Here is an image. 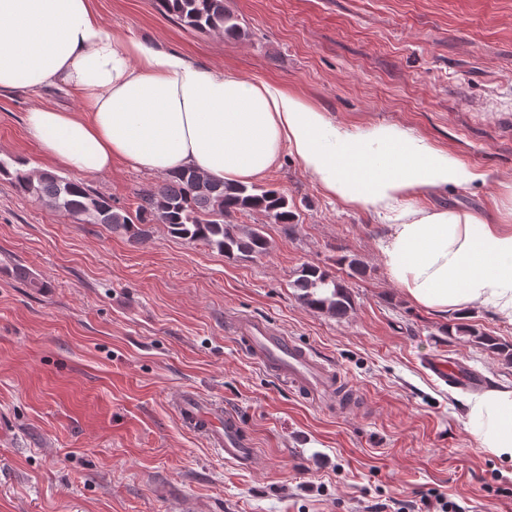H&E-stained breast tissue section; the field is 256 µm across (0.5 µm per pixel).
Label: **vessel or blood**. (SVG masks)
<instances>
[{"mask_svg": "<svg viewBox=\"0 0 512 512\" xmlns=\"http://www.w3.org/2000/svg\"><path fill=\"white\" fill-rule=\"evenodd\" d=\"M230 335L247 343L251 357L305 394L319 400H335L343 407L351 402L348 390L337 371L320 361L309 348L275 330L270 323L238 315L228 323ZM183 425L204 435L225 460L246 465L256 450L238 431L235 417L215 408H202L194 397L184 396L178 403Z\"/></svg>", "mask_w": 512, "mask_h": 512, "instance_id": "1", "label": "vessel or blood"}]
</instances>
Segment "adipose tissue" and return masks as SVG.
I'll return each mask as SVG.
<instances>
[{"instance_id":"adipose-tissue-1","label":"adipose tissue","mask_w":512,"mask_h":512,"mask_svg":"<svg viewBox=\"0 0 512 512\" xmlns=\"http://www.w3.org/2000/svg\"><path fill=\"white\" fill-rule=\"evenodd\" d=\"M56 84L77 91L86 109L28 112L52 166L94 175L121 161L250 184L292 154L325 195L388 221L381 261L413 304L435 314L484 306L512 324V225L416 203L485 182L447 150L393 124H335L274 83L118 38L90 0H0V93ZM463 403L478 446L512 466V386L490 384Z\"/></svg>"}]
</instances>
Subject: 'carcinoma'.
I'll use <instances>...</instances> for the list:
<instances>
[{"label":"carcinoma","instance_id":"cac0c4a2","mask_svg":"<svg viewBox=\"0 0 512 512\" xmlns=\"http://www.w3.org/2000/svg\"><path fill=\"white\" fill-rule=\"evenodd\" d=\"M160 10L195 30L221 32L240 40L247 32L224 7V0H157ZM23 162L0 158V175L11 177L16 191L71 217L76 224H101L110 231H122L134 242L151 235V225L165 224L170 232L191 242H202L226 254L246 257L262 255L268 240L257 228L240 229L232 224L237 214L264 213L274 224H293L298 215L288 198L277 189L254 185H229L212 180L195 170L169 173L160 184L142 189L136 196L135 215L116 209L109 199L91 191L77 180L51 171L36 176L19 169ZM294 287L300 290L304 306L342 319L350 309L345 286L328 271L304 265ZM456 333L469 336L484 348L512 361V345L497 342L465 324Z\"/></svg>","mask_w":512,"mask_h":512}]
</instances>
